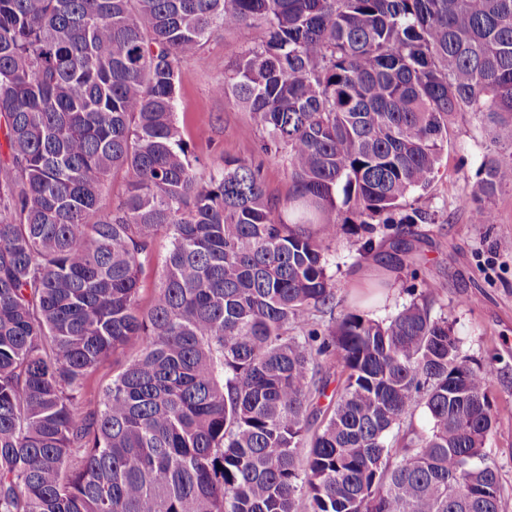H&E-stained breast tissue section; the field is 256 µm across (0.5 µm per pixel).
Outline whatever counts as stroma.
I'll list each match as a JSON object with an SVG mask.
<instances>
[{
  "label": "stroma",
  "mask_w": 512,
  "mask_h": 512,
  "mask_svg": "<svg viewBox=\"0 0 512 512\" xmlns=\"http://www.w3.org/2000/svg\"><path fill=\"white\" fill-rule=\"evenodd\" d=\"M255 40V35L240 31L222 32L207 44L203 59L181 66L176 121L198 157L201 178H208L224 157L256 153V140L241 134L248 112L215 91L227 67ZM492 147V135L477 116L453 118L448 125L447 164L431 190L416 202L431 213L432 222L375 232L382 252L388 250L393 234L405 235L413 245V269L360 257L364 232L357 228L331 243L326 258L337 300L358 303L374 319L387 318L412 300L413 278L439 284L434 314L447 316L463 355L493 362L498 369L491 396L498 421L486 448L505 487V510L512 512V187L493 197V224L473 223L467 201L482 159Z\"/></svg>",
  "instance_id": "stroma-1"
}]
</instances>
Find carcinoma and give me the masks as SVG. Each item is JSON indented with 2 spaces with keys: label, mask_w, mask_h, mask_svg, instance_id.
Segmentation results:
<instances>
[{
  "label": "carcinoma",
  "mask_w": 512,
  "mask_h": 512,
  "mask_svg": "<svg viewBox=\"0 0 512 512\" xmlns=\"http://www.w3.org/2000/svg\"><path fill=\"white\" fill-rule=\"evenodd\" d=\"M251 29L216 90L283 202L258 157L199 178L175 118L182 62ZM461 112L512 148V0H0V512H504L497 369L439 286L379 321L327 273L348 224L432 221ZM481 171L492 224L512 153ZM264 181L269 194L282 201L288 195V162L282 152L272 153L264 165Z\"/></svg>",
  "instance_id": "1"
}]
</instances>
